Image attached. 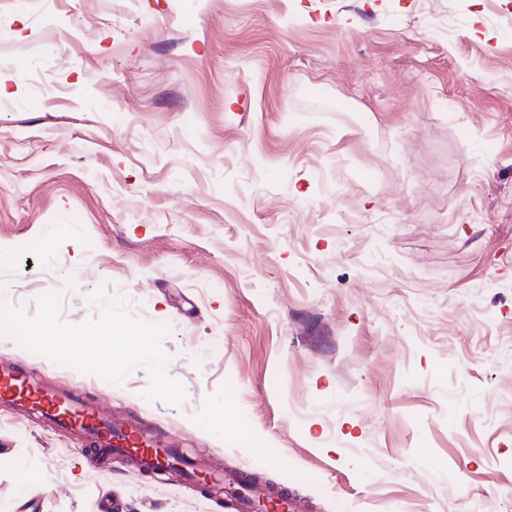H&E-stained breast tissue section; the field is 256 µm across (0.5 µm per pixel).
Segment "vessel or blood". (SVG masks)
Instances as JSON below:
<instances>
[{"instance_id": "obj_1", "label": "vessel or blood", "mask_w": 512, "mask_h": 512, "mask_svg": "<svg viewBox=\"0 0 512 512\" xmlns=\"http://www.w3.org/2000/svg\"><path fill=\"white\" fill-rule=\"evenodd\" d=\"M0 402L19 411H35L45 422L67 437L77 438L83 445L87 468H95L104 460L119 456L135 464L139 471L153 473L187 465L189 474L209 493H224V475L210 463L185 464L179 449L152 430L113 419L103 405L86 401L77 391L42 385L23 368L0 365ZM239 512H288L287 494L271 497L257 486H249L240 498Z\"/></svg>"}]
</instances>
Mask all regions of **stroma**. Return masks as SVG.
Masks as SVG:
<instances>
[{"mask_svg":"<svg viewBox=\"0 0 512 512\" xmlns=\"http://www.w3.org/2000/svg\"><path fill=\"white\" fill-rule=\"evenodd\" d=\"M1 252L186 399L0 337L43 384L302 512H512V0H0ZM0 512L234 509L0 410Z\"/></svg>","mask_w":512,"mask_h":512,"instance_id":"35a3bbf8","label":"stroma"}]
</instances>
